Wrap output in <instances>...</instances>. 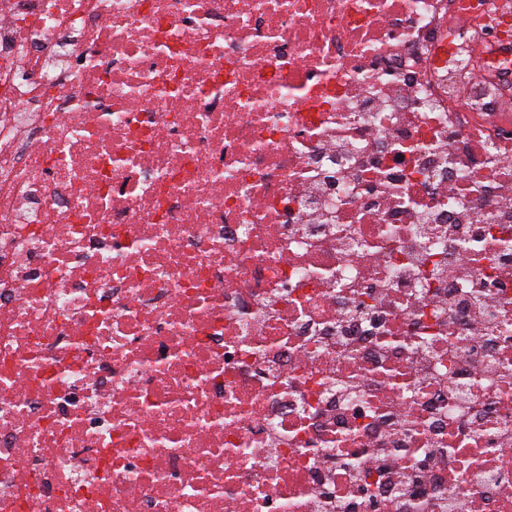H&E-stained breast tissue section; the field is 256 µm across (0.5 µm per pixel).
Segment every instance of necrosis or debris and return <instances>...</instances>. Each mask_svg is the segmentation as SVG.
<instances>
[{"instance_id": "4bbe7bcc", "label": "necrosis or debris", "mask_w": 512, "mask_h": 512, "mask_svg": "<svg viewBox=\"0 0 512 512\" xmlns=\"http://www.w3.org/2000/svg\"><path fill=\"white\" fill-rule=\"evenodd\" d=\"M357 486L512 512V0H0V512Z\"/></svg>"}]
</instances>
